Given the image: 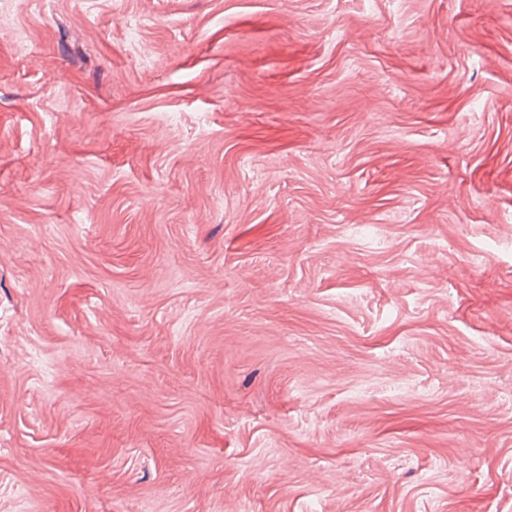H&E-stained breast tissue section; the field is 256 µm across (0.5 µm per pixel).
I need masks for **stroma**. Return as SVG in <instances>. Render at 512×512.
I'll list each match as a JSON object with an SVG mask.
<instances>
[{
	"mask_svg": "<svg viewBox=\"0 0 512 512\" xmlns=\"http://www.w3.org/2000/svg\"><path fill=\"white\" fill-rule=\"evenodd\" d=\"M0 512H512V0H0Z\"/></svg>",
	"mask_w": 512,
	"mask_h": 512,
	"instance_id": "35a3bbf8",
	"label": "stroma"
}]
</instances>
